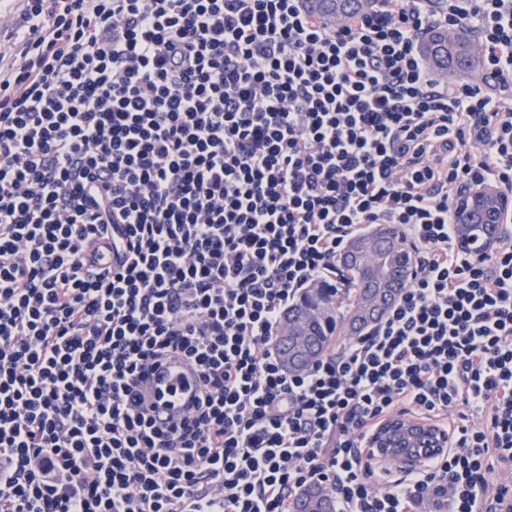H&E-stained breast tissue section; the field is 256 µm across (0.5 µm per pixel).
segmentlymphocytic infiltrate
<instances>
[{"mask_svg": "<svg viewBox=\"0 0 512 512\" xmlns=\"http://www.w3.org/2000/svg\"><path fill=\"white\" fill-rule=\"evenodd\" d=\"M477 35L448 83L428 30ZM512 191V0H21L0 23V512H512V230L463 251L467 187ZM413 272L377 327L286 370L284 312L358 227ZM198 397L160 424L169 359ZM400 412L452 442L395 475ZM309 7L328 20L351 15L368 8V0H309ZM293 507L295 512H333L327 492L322 486L315 484L297 496Z\"/></svg>", "mask_w": 512, "mask_h": 512, "instance_id": "lymphocytic-infiltrate-1", "label": "lymphocytic infiltrate"}]
</instances>
